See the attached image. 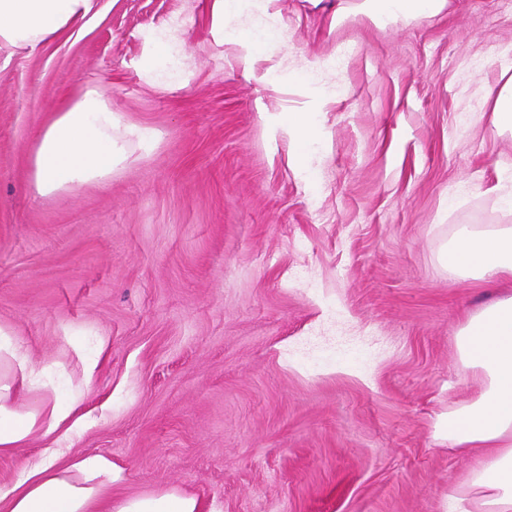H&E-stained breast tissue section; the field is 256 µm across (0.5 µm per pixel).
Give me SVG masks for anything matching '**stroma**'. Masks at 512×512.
Masks as SVG:
<instances>
[{
    "mask_svg": "<svg viewBox=\"0 0 512 512\" xmlns=\"http://www.w3.org/2000/svg\"><path fill=\"white\" fill-rule=\"evenodd\" d=\"M212 3L93 0L0 48V327L35 362L95 363L68 432L0 453V483L60 448L111 457L113 494L210 512H453L479 461L438 432L479 393L456 336L512 281L441 252L512 222V0L384 28L338 0ZM262 21L280 37L253 54L225 38ZM88 88L150 135L38 194L32 150ZM493 112L494 125L498 129L512 131V78L499 90Z\"/></svg>",
    "mask_w": 512,
    "mask_h": 512,
    "instance_id": "obj_1",
    "label": "stroma"
}]
</instances>
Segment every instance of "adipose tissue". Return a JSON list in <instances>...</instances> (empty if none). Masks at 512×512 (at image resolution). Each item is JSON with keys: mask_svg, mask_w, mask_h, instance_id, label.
Segmentation results:
<instances>
[{"mask_svg": "<svg viewBox=\"0 0 512 512\" xmlns=\"http://www.w3.org/2000/svg\"><path fill=\"white\" fill-rule=\"evenodd\" d=\"M448 0H342L341 12L373 22L412 19L441 12ZM92 0H0V47H32L84 19ZM146 132L125 127L106 99L86 89L45 126L32 156L33 185L49 194L107 178L124 153L126 140ZM442 261L461 277L493 281L512 277V226L480 230L460 225ZM466 372L480 375L484 388L471 401L450 408L442 431L453 446L480 453L484 465L471 470L453 501L468 502V512H512V296L468 318L457 335ZM91 372L77 385L87 387ZM72 381L54 379L51 367L34 363L0 327V453L21 447L37 433L49 434L75 411L63 402ZM38 392L37 406L23 404ZM120 469L102 454H76L59 464L49 454L24 467L15 480L0 483V512H202L191 493L172 490L152 496L116 497L112 485Z\"/></svg>", "mask_w": 512, "mask_h": 512, "instance_id": "1", "label": "adipose tissue"}]
</instances>
